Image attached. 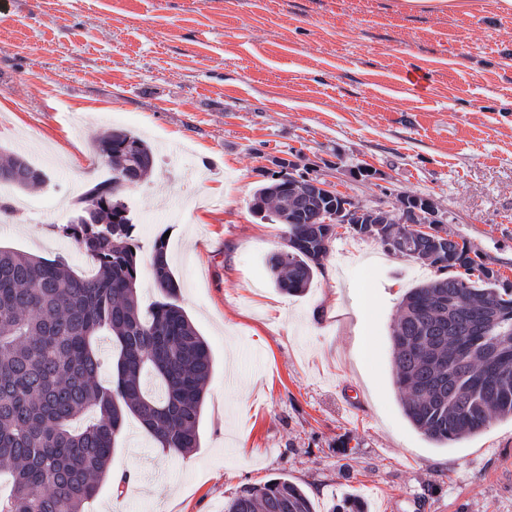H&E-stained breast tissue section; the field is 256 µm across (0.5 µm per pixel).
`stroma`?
I'll return each instance as SVG.
<instances>
[{"label": "stroma", "mask_w": 512, "mask_h": 512, "mask_svg": "<svg viewBox=\"0 0 512 512\" xmlns=\"http://www.w3.org/2000/svg\"><path fill=\"white\" fill-rule=\"evenodd\" d=\"M145 139L151 172L120 194L141 245L139 294L165 237L179 303L215 370L187 456L127 419L83 512H224L287 474L315 512H512V419L440 447L406 418L392 333L408 288L438 271L339 229L321 274L288 295L266 262L286 227L255 191L298 164L367 208L430 203L512 283V13L408 12L394 0H0V152L48 180L0 185V246L63 257L59 226L111 172L93 146Z\"/></svg>", "instance_id": "obj_1"}]
</instances>
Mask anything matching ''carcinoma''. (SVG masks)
I'll return each instance as SVG.
<instances>
[{
    "mask_svg": "<svg viewBox=\"0 0 512 512\" xmlns=\"http://www.w3.org/2000/svg\"><path fill=\"white\" fill-rule=\"evenodd\" d=\"M112 177L81 198L63 227L93 260L77 278L60 259L0 248V512H83L103 482L128 417L156 445L186 454L200 447L210 347L178 303L179 285L158 239L150 260L160 299L141 304L136 224L116 197L154 162L143 139L114 130L95 145ZM24 158L0 159V182L20 189L46 182ZM329 202L308 180L271 179L252 210L286 225V249L272 254L275 287L305 291L337 232L323 229ZM349 231L448 275L410 289L394 330L395 384L409 422L437 445L476 436L512 418V287L499 284L466 240L428 243L407 224ZM112 339V378L99 380V337ZM224 512H313L303 489L283 474L244 486Z\"/></svg>",
    "mask_w": 512,
    "mask_h": 512,
    "instance_id": "1",
    "label": "carcinoma"
}]
</instances>
